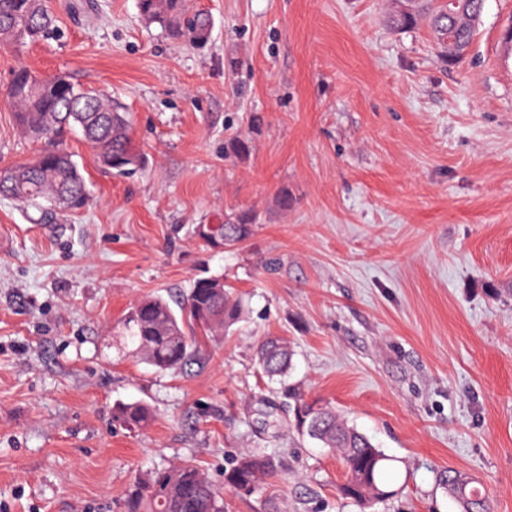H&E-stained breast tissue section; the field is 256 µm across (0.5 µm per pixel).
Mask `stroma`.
<instances>
[{
    "label": "stroma",
    "instance_id": "35a3bbf8",
    "mask_svg": "<svg viewBox=\"0 0 512 512\" xmlns=\"http://www.w3.org/2000/svg\"><path fill=\"white\" fill-rule=\"evenodd\" d=\"M393 2L185 0L212 22L195 45L138 0H46L58 34L0 48V95L21 67L69 76L124 107L146 158L118 176L72 136L85 207L42 224L0 198V512H121L154 465L220 483L261 453L276 475L225 512H355L340 457L287 424L288 386L388 457L372 512H460L447 469L512 512V0H485L456 63L426 25L391 29ZM38 149L0 98V168ZM243 209L259 221L238 249L194 238ZM214 275L244 318L188 372L124 349L137 298ZM270 334L295 350L281 384L254 363ZM135 401L152 421L113 423Z\"/></svg>",
    "mask_w": 512,
    "mask_h": 512
}]
</instances>
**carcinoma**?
<instances>
[{"label": "carcinoma", "mask_w": 512, "mask_h": 512, "mask_svg": "<svg viewBox=\"0 0 512 512\" xmlns=\"http://www.w3.org/2000/svg\"><path fill=\"white\" fill-rule=\"evenodd\" d=\"M144 20L157 23L176 37L189 36L194 44L210 35L211 23L202 12L187 14L183 0H138ZM427 20L436 43L453 38L470 44L474 29L459 25L455 8L444 0H407L390 24L397 30ZM58 31L56 19L44 0H0V47L48 39ZM15 119L28 138L41 144L38 155L27 162L3 169L0 198L39 206L45 201L69 210H79L88 201L83 174L67 150L68 135L79 131L98 153L101 163L117 175L141 168L145 156L133 145L130 123L121 109L102 93L85 90L65 75L39 77L18 69L7 87ZM248 142L235 138L224 147V157L248 154ZM258 223L253 211L224 217L222 224H197L194 234L206 246L234 249L247 241ZM242 315L241 302L233 298L224 278L201 277L188 295L173 302L161 295L135 301L122 320L124 343L132 353L160 373L178 372L199 356L197 332L224 336ZM294 350L281 336H267L257 349L255 362L262 374L273 380L284 377L292 366ZM297 429L338 453L346 469L341 494L361 509L371 507L394 492L383 483L387 457L371 440L348 424L335 410L317 406L295 396ZM150 419L141 402L117 405L113 421L138 428ZM275 456L247 454L224 469V485L217 486L193 460L155 466L146 471L127 493L123 512H224V489L252 491L263 475H273ZM460 505L461 512H492L488 498L472 479L450 471L440 479Z\"/></svg>", "instance_id": "obj_1"}]
</instances>
